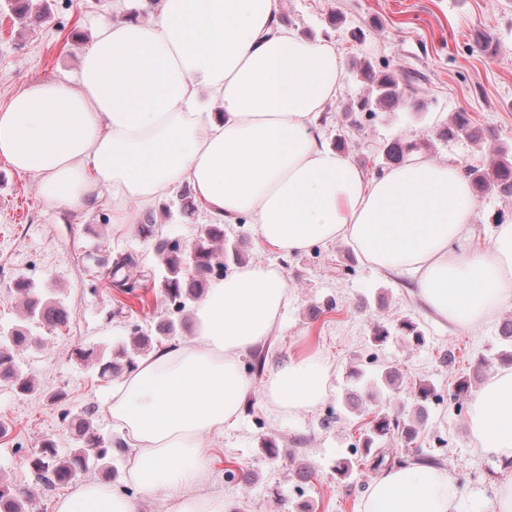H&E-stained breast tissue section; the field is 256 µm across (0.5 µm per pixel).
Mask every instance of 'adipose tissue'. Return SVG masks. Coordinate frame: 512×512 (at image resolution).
Here are the masks:
<instances>
[{"mask_svg": "<svg viewBox=\"0 0 512 512\" xmlns=\"http://www.w3.org/2000/svg\"><path fill=\"white\" fill-rule=\"evenodd\" d=\"M117 0L80 55L78 77L34 81L0 106V157L38 180L61 213H92L112 198V221L138 224L177 184L191 183L213 224L248 219L286 256L346 241L370 268L406 276L437 319L474 330L512 309V222L471 243L476 200L462 169L410 154L367 178L323 140L342 61L332 44L277 23L278 0ZM290 286L252 264L210 288L196 337L142 361L112 391L113 420L136 454L143 494L166 512H228L209 486L210 437L235 424L251 383L242 358L281 323ZM329 368L302 355L279 365L265 397L289 411L318 406ZM468 429L512 467V371L469 400ZM56 512H137L97 480L76 482ZM359 512H462L447 469L411 462L383 471Z\"/></svg>", "mask_w": 512, "mask_h": 512, "instance_id": "obj_1", "label": "adipose tissue"}]
</instances>
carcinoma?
Returning <instances> with one entry per match:
<instances>
[{
    "label": "carcinoma",
    "instance_id": "1",
    "mask_svg": "<svg viewBox=\"0 0 512 512\" xmlns=\"http://www.w3.org/2000/svg\"><path fill=\"white\" fill-rule=\"evenodd\" d=\"M360 74L371 89V94L358 101L357 106L368 109L372 105L393 109L404 103L405 87L412 85L414 76H399L394 71L374 72L370 66L357 67ZM463 135L472 142L482 139V131L473 126L464 112L456 114L452 126L447 129V136ZM417 149L413 140H396L385 149V162L398 164L410 152ZM472 186L477 192L495 191L506 195L512 194V159L506 154L499 155L489 172L478 169L467 171ZM140 232L155 239V251L159 257L161 279L159 287L164 296L180 310L187 304L195 303L206 286L207 275L216 265H224V229L211 226L205 235L195 244L189 253L181 251L179 246L156 234L153 217L148 215L145 223L140 225ZM27 319L46 325L60 327L67 324L69 314L66 308L54 301H44L36 297L26 300ZM33 341L29 336V328L23 326L0 334V379L12 383L15 389L27 394L33 390V382L29 375L15 364L16 350L27 346ZM149 338L145 334L133 338V351L121 345L115 350V356H100L98 359L99 374L103 378H111L117 372L116 360L121 359L129 368L135 366L131 353H139L146 348ZM433 395V388L428 383L419 386L417 404L414 413L402 417L401 413L386 414L375 420L363 435V448L371 455V465L375 470L389 469L399 464L401 454L389 448H379L377 443L388 435L401 432L407 436L415 433L427 413V402ZM97 413L93 406L85 408L77 414L72 422L77 441L72 448H58L51 441H44L29 458V467L35 474L37 483L32 489L19 491L12 485L0 482V512H27L26 506L34 500L37 491L43 487L63 486L74 481L79 475L90 470H103L112 477L116 468L112 465L113 449L123 450L125 444L119 439H112L98 433L92 427V420Z\"/></svg>",
    "mask_w": 512,
    "mask_h": 512
}]
</instances>
